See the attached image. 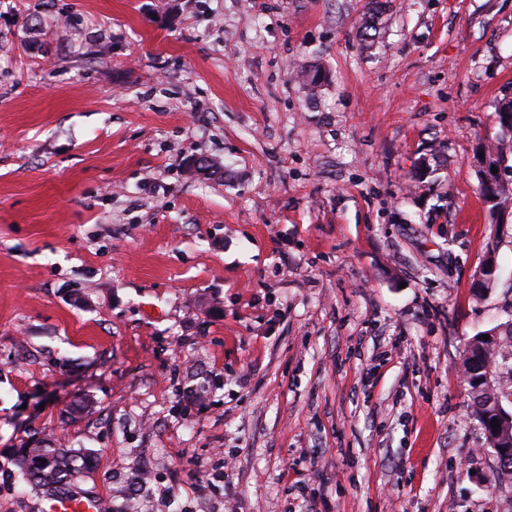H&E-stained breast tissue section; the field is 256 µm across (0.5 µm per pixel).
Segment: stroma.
Segmentation results:
<instances>
[{
  "instance_id": "35a3bbf8",
  "label": "stroma",
  "mask_w": 512,
  "mask_h": 512,
  "mask_svg": "<svg viewBox=\"0 0 512 512\" xmlns=\"http://www.w3.org/2000/svg\"><path fill=\"white\" fill-rule=\"evenodd\" d=\"M366 2L0 0V512L50 438L113 512H512L463 374L512 324V0H392L370 51ZM497 124L500 126L502 136L494 141L486 142V145L481 150L486 166L491 169L492 167L498 168L497 174H493L492 171L485 168V165L480 163V155H478L477 162L478 168L483 170L485 180L506 181V183H501L494 191L493 187L482 178L481 172L478 171L479 192L487 205L490 216L496 221V224H500L497 210L504 207L512 208V181L511 179L505 180L502 177V170L506 171L512 169V166L505 165L507 156L512 153V126L509 130L503 128L501 122L497 121ZM506 133L510 134L508 145L505 143L504 139ZM499 168L502 170H499Z\"/></svg>"
}]
</instances>
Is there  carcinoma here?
<instances>
[{
  "instance_id": "obj_1",
  "label": "carcinoma",
  "mask_w": 512,
  "mask_h": 512,
  "mask_svg": "<svg viewBox=\"0 0 512 512\" xmlns=\"http://www.w3.org/2000/svg\"><path fill=\"white\" fill-rule=\"evenodd\" d=\"M501 132L509 134L511 143H505L506 139L500 137L486 142L482 152L487 167L506 171L512 168L506 165L507 156L512 154V129L503 128ZM478 189L493 220L500 221L497 210L512 208L511 180L494 188L481 178ZM16 465L24 482L49 497H56L70 491L84 476L90 467V456L84 451L53 443L43 448L19 449Z\"/></svg>"
}]
</instances>
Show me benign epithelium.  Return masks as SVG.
Segmentation results:
<instances>
[{
  "instance_id": "7a95c632",
  "label": "benign epithelium",
  "mask_w": 512,
  "mask_h": 512,
  "mask_svg": "<svg viewBox=\"0 0 512 512\" xmlns=\"http://www.w3.org/2000/svg\"><path fill=\"white\" fill-rule=\"evenodd\" d=\"M489 339L480 345L481 352L473 356L472 361L479 365L477 372L464 374L469 387L471 409L483 422L490 446L493 448L499 469L503 473L512 471V411L504 408L501 399L499 377L485 360V350L499 344L497 331L486 332ZM499 421V428L491 427L493 420Z\"/></svg>"
}]
</instances>
